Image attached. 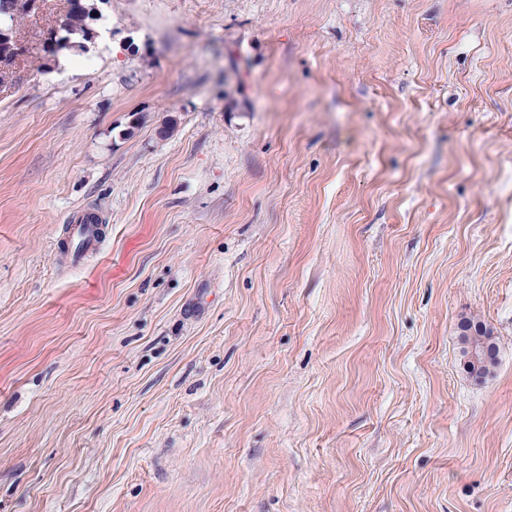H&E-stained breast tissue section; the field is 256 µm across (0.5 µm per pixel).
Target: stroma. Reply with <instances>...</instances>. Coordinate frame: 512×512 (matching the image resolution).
Instances as JSON below:
<instances>
[{
    "mask_svg": "<svg viewBox=\"0 0 512 512\" xmlns=\"http://www.w3.org/2000/svg\"><path fill=\"white\" fill-rule=\"evenodd\" d=\"M100 10L0 91V512H512V0ZM93 216L99 223V217L94 213L77 212L71 224V239L76 255L82 256L87 253L96 252L101 246V238L98 229L88 221H82L87 216ZM461 324L463 330L461 339L464 344L463 354L465 357L471 354V359H469L470 373H476V376L480 378L485 377L489 373V368L485 363L493 360L496 354L491 331L485 325L473 323L469 319L463 320ZM485 349L492 350L494 355L489 359L486 358L484 356Z\"/></svg>",
    "mask_w": 512,
    "mask_h": 512,
    "instance_id": "stroma-1",
    "label": "stroma"
}]
</instances>
